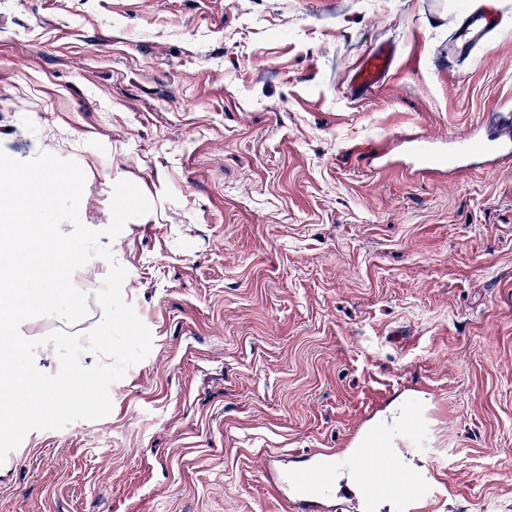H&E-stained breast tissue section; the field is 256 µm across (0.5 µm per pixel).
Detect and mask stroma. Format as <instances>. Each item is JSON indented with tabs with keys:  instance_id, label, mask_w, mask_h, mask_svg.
Instances as JSON below:
<instances>
[{
	"instance_id": "1",
	"label": "stroma",
	"mask_w": 512,
	"mask_h": 512,
	"mask_svg": "<svg viewBox=\"0 0 512 512\" xmlns=\"http://www.w3.org/2000/svg\"><path fill=\"white\" fill-rule=\"evenodd\" d=\"M460 2L0 0V161L112 229L110 357L17 364L0 512H282L268 455L395 425L411 386L438 512H512V156L426 176L410 141L512 113V30L444 57ZM391 64L390 53L385 48L378 47L363 57L346 82L352 90L365 93L381 86L390 71Z\"/></svg>"
}]
</instances>
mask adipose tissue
I'll use <instances>...</instances> for the list:
<instances>
[{
    "mask_svg": "<svg viewBox=\"0 0 512 512\" xmlns=\"http://www.w3.org/2000/svg\"><path fill=\"white\" fill-rule=\"evenodd\" d=\"M25 194L30 197L26 203L21 200ZM70 198L60 182L29 167H0V334L5 337L0 343V397L7 400L12 399L15 390L12 372L19 356L37 362L69 348L68 340L54 339L46 341L37 352L25 338L15 336L19 306L44 312L64 310L82 301L75 289L61 290L47 283L43 264L30 249L31 241L53 245L63 239L82 240L95 246L109 234L104 224L58 223L53 207Z\"/></svg>",
    "mask_w": 512,
    "mask_h": 512,
    "instance_id": "obj_1",
    "label": "adipose tissue"
}]
</instances>
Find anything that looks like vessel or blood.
<instances>
[{
  "mask_svg": "<svg viewBox=\"0 0 512 512\" xmlns=\"http://www.w3.org/2000/svg\"><path fill=\"white\" fill-rule=\"evenodd\" d=\"M501 23L486 6L463 11L454 32L460 49L490 43L499 33ZM392 64L390 53L382 47L363 57L347 78L350 88L364 93L381 86ZM456 152L466 157H478L491 152L512 153V141L491 133L475 140L462 135L456 139ZM395 436L402 451L383 448L382 436L352 435L346 450L326 451L324 458L304 461L290 469L267 466V482L275 497L287 512H321L324 503L336 494L338 474H346L351 483L370 493L387 495L395 512H433L436 502L448 492L446 481L437 471L419 477L409 471L405 451L426 445V435L420 427V412L409 407L406 421Z\"/></svg>",
  "mask_w": 512,
  "mask_h": 512,
  "instance_id": "1",
  "label": "vessel or blood"
}]
</instances>
